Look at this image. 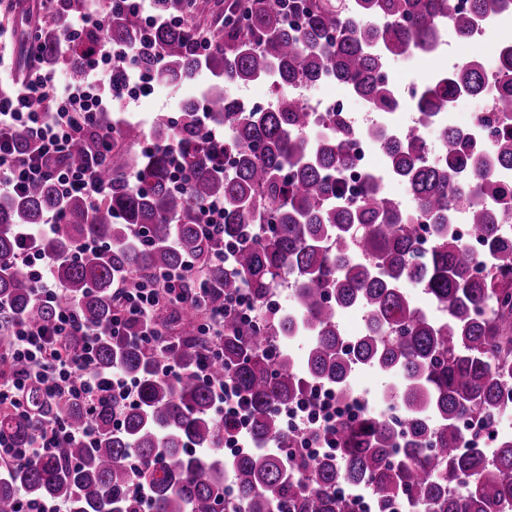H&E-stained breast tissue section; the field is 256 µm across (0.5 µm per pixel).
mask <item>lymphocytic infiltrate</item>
Wrapping results in <instances>:
<instances>
[{
	"label": "lymphocytic infiltrate",
	"mask_w": 512,
	"mask_h": 512,
	"mask_svg": "<svg viewBox=\"0 0 512 512\" xmlns=\"http://www.w3.org/2000/svg\"><path fill=\"white\" fill-rule=\"evenodd\" d=\"M53 2L48 21L53 24L58 18H67L65 45H73L91 29L99 31L100 36L87 57L80 83L35 69L27 79L0 90V196L14 195L35 183L50 180L61 196H81L95 204L106 188L92 166L73 169L59 165L58 160L71 149L86 127L95 124L102 115L117 111L128 85L146 89L153 78L135 65L137 50L128 47L121 56V63L126 67L125 79L113 82V43L103 33L105 18L101 0ZM19 128L28 129L33 136V147L24 154L16 151L12 140L13 132ZM59 222V216L54 215L41 225L39 232L23 234L24 244L16 262L26 268L38 302L55 307L57 314L52 325L19 319L0 334V362L12 361L19 365L16 372L0 379V409L25 413V392L31 386L48 402L72 398L90 408L102 397L113 395L124 404H135L137 386L134 381L120 373L98 369L95 344L86 336L87 330L76 305L52 277V262L37 245L39 234L52 232ZM196 267L195 260L189 259L181 269L162 273L158 284L134 292L117 288V312L107 328L108 335L125 336L128 322L136 321L143 325L144 342L162 347L166 335L158 325V314L164 307L179 303L175 287ZM69 336L82 337V344L75 349L68 348L65 339ZM95 435L92 421L74 428L62 419L51 417L45 431L30 447L16 448L0 437V474L18 463L52 454L65 444H92Z\"/></svg>",
	"instance_id": "lymphocytic-infiltrate-1"
}]
</instances>
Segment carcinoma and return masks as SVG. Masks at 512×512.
I'll return each mask as SVG.
<instances>
[{
	"label": "carcinoma",
	"instance_id": "1",
	"mask_svg": "<svg viewBox=\"0 0 512 512\" xmlns=\"http://www.w3.org/2000/svg\"><path fill=\"white\" fill-rule=\"evenodd\" d=\"M208 0H159L170 22L152 31L156 47L136 64L159 81L191 85L203 71L207 123L198 100H187L181 120L155 118L152 151L133 152L145 136L136 123L112 128L113 152H95L107 124L87 128L65 161L80 168L94 159L108 187L91 207L62 198L51 181L0 198V330L18 319L50 325L53 309L36 302L33 285L14 265L19 226L62 220L41 242L55 277L74 298L84 325L102 329L115 310L113 289L134 290L159 273L182 267L190 255L220 250L229 261L205 265L203 282L181 285L170 323L177 344L166 352L172 371L137 341L100 336L97 364L117 369L138 385V402L124 409L114 398L97 403L91 447L69 444L54 456L13 467L0 479V512L20 497L60 501L67 512H140L133 495L146 488L149 512H354L338 497L349 486L368 489L376 512L399 501L409 512H512V436L497 424L512 409V241L485 212V189L497 169L512 167V129L490 146L478 134L437 128L439 156L426 159L420 137L389 125L364 135L383 146L384 166L364 174L355 203L344 195L347 145L358 135L334 112L316 128L294 94V83L337 81L365 97L376 112L395 105L388 60L434 57L444 31L465 40L488 12L512 11V0H233L211 36L205 57L193 50L204 35L183 18L202 17ZM106 34L117 44L139 42L125 0H111ZM99 32L84 33L68 57L71 81L83 78L86 49ZM60 31L42 32V60H59ZM500 78L512 85V43L503 45ZM486 66L465 61L418 88L414 108L435 125L459 91L477 92ZM265 80L275 88L262 108L230 88ZM397 180L408 194L403 207L386 191ZM223 205L220 233L201 235L209 204ZM467 211L480 254L461 244L454 213ZM425 214L428 236L413 221ZM84 239L102 248L73 259ZM423 288L428 308L415 305L405 284ZM292 290L286 311L272 306L274 289ZM224 309V335L206 336L201 314ZM362 313L363 333L342 334L343 309ZM308 339L299 367L288 341ZM206 374H201L202 363ZM358 368L392 377L381 393L383 413L311 428L334 452L310 457L297 450L281 408L315 381L346 400ZM241 399L249 447L227 454V420L213 414L214 389ZM28 413L0 410V433L24 447L40 431L42 414L80 424L82 404L47 405L27 393ZM122 426L114 428L117 410ZM234 483L229 501L224 484Z\"/></svg>",
	"mask_w": 512,
	"mask_h": 512
}]
</instances>
